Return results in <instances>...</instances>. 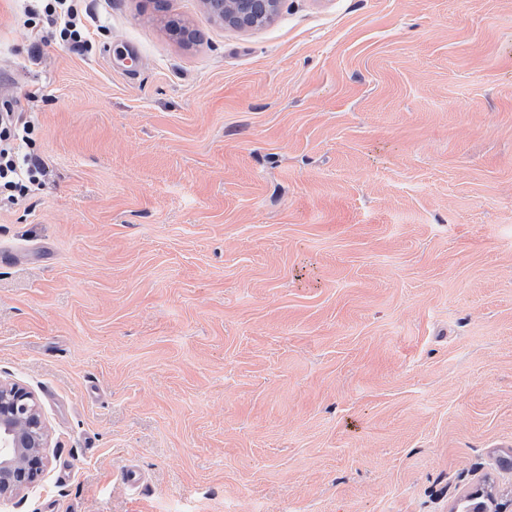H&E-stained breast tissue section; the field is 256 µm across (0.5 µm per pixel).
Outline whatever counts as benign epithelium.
<instances>
[{"label":"benign epithelium","mask_w":512,"mask_h":512,"mask_svg":"<svg viewBox=\"0 0 512 512\" xmlns=\"http://www.w3.org/2000/svg\"><path fill=\"white\" fill-rule=\"evenodd\" d=\"M211 17L234 30L260 27L275 16L284 0H201ZM48 433L34 396L0 381V502L35 486L46 465Z\"/></svg>","instance_id":"1"}]
</instances>
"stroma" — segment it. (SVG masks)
Instances as JSON below:
<instances>
[{"label": "stroma", "instance_id": "obj_1", "mask_svg": "<svg viewBox=\"0 0 512 512\" xmlns=\"http://www.w3.org/2000/svg\"><path fill=\"white\" fill-rule=\"evenodd\" d=\"M0 0L48 176L0 211V512H512V0ZM140 473L128 485L124 467ZM27 23L38 27L46 23L63 43L75 52L86 50L89 16L86 0H23ZM211 17L225 27L246 30L260 27L275 16L284 0H201ZM48 433L34 396L0 381V502L35 486L46 465Z\"/></svg>", "mask_w": 512, "mask_h": 512}]
</instances>
